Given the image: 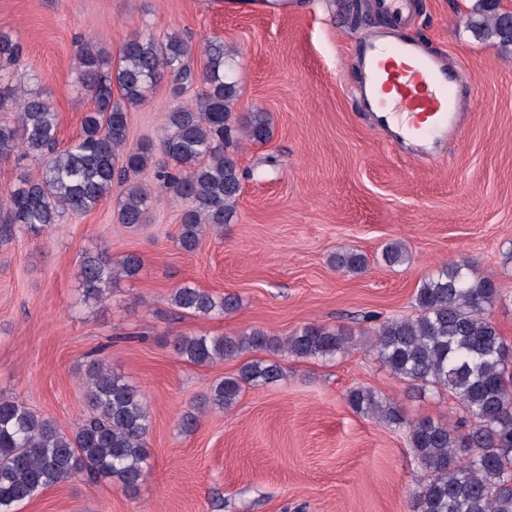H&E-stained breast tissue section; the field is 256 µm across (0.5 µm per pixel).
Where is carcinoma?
Returning <instances> with one entry per match:
<instances>
[{
  "instance_id": "1",
  "label": "carcinoma",
  "mask_w": 512,
  "mask_h": 512,
  "mask_svg": "<svg viewBox=\"0 0 512 512\" xmlns=\"http://www.w3.org/2000/svg\"><path fill=\"white\" fill-rule=\"evenodd\" d=\"M468 27L484 40L512 44V21L496 11L494 0H479ZM204 67L188 64L191 48L181 39L128 40L115 64H104L99 42L82 41L75 54L80 81L94 102L79 137L58 147V114L40 93L22 85L0 94V112L14 113L0 123V157L21 151L38 160L41 174L0 193V243L24 232L38 234L68 215L94 210L125 189L117 220L131 228L150 223L147 202L153 189L141 174L160 153L157 186L185 204L178 244L192 251L206 231L221 233L242 191L243 172L228 152L242 138L262 144L272 136L266 112H252L232 123L237 100L224 42L203 46ZM21 46L0 33V66L14 64ZM198 85L195 103L167 113L157 144L131 146L128 110L166 74ZM119 95H114V92ZM140 255L112 259L106 248L86 252L77 276L86 301L101 302L112 283L140 272ZM336 268L357 274L366 260L355 250L336 255ZM501 300L496 282L475 273L466 260L453 261L425 278L415 295L418 313L378 325L370 348L397 379L421 389L446 392L464 414L450 427L430 418L407 426L408 443L426 475L413 493L414 512H512V347L492 321L489 309ZM171 303L192 316L222 315L238 306L235 296L216 298L183 284ZM349 343L342 329L307 326L283 339L261 329L235 337L181 335L176 349L187 361L210 365L246 351L283 350L297 359L329 360ZM284 378L276 362L253 360L237 375L214 385L203 407L234 406L244 386L273 384ZM87 415L71 432L26 404L0 398V512L33 499L39 492L85 473L134 490L145 477L149 456L150 412L141 390L98 361L84 382ZM358 413L390 427L403 423L397 406L371 388L347 393Z\"/></svg>"
}]
</instances>
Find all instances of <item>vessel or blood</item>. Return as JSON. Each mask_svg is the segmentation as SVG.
<instances>
[{
	"mask_svg": "<svg viewBox=\"0 0 512 512\" xmlns=\"http://www.w3.org/2000/svg\"><path fill=\"white\" fill-rule=\"evenodd\" d=\"M364 51L369 56L367 81L388 93L387 104L394 111L410 114V132L425 137L461 131L474 101L445 57L419 41L395 42L380 52L370 40Z\"/></svg>",
	"mask_w": 512,
	"mask_h": 512,
	"instance_id": "vessel-or-blood-1",
	"label": "vessel or blood"
}]
</instances>
